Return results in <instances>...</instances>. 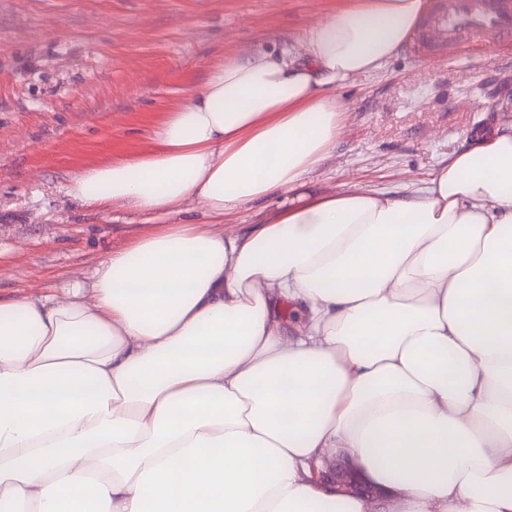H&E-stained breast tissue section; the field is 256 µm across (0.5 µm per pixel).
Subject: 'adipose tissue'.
Instances as JSON below:
<instances>
[{
    "instance_id": "ef3b65f1",
    "label": "adipose tissue",
    "mask_w": 512,
    "mask_h": 512,
    "mask_svg": "<svg viewBox=\"0 0 512 512\" xmlns=\"http://www.w3.org/2000/svg\"><path fill=\"white\" fill-rule=\"evenodd\" d=\"M425 8L349 0L299 46L219 57L145 152L80 170L85 206L211 221L0 301V512H512V122L411 196L304 188L337 87ZM337 459L369 495L321 481ZM284 201L288 202V194H283L267 201L258 202L251 206L225 213L224 227L227 229H235L238 224L264 223L269 217V214L277 209Z\"/></svg>"
}]
</instances>
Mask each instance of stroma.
I'll return each mask as SVG.
<instances>
[{"label":"stroma","mask_w":512,"mask_h":512,"mask_svg":"<svg viewBox=\"0 0 512 512\" xmlns=\"http://www.w3.org/2000/svg\"><path fill=\"white\" fill-rule=\"evenodd\" d=\"M345 0H0V299L62 295L153 225L198 222L68 193L82 166L149 147L151 120L186 100L222 54L298 45ZM342 136L308 178L409 193L465 138L512 108V42L432 54L402 47L377 74L337 89Z\"/></svg>","instance_id":"1"}]
</instances>
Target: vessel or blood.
<instances>
[{
  "instance_id": "b4317fda",
  "label": "vessel or blood",
  "mask_w": 512,
  "mask_h": 512,
  "mask_svg": "<svg viewBox=\"0 0 512 512\" xmlns=\"http://www.w3.org/2000/svg\"><path fill=\"white\" fill-rule=\"evenodd\" d=\"M489 36L512 38V0H436L413 46L429 52Z\"/></svg>"
}]
</instances>
